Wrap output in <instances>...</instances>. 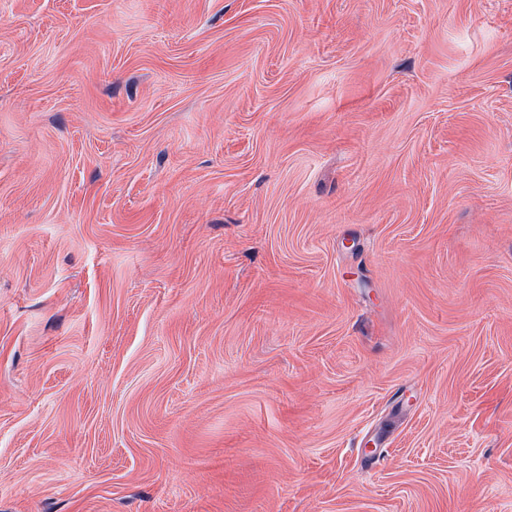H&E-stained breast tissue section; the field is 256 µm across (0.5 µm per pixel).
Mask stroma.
<instances>
[{"instance_id": "35a3bbf8", "label": "stroma", "mask_w": 512, "mask_h": 512, "mask_svg": "<svg viewBox=\"0 0 512 512\" xmlns=\"http://www.w3.org/2000/svg\"><path fill=\"white\" fill-rule=\"evenodd\" d=\"M0 512H512V0H0Z\"/></svg>"}]
</instances>
